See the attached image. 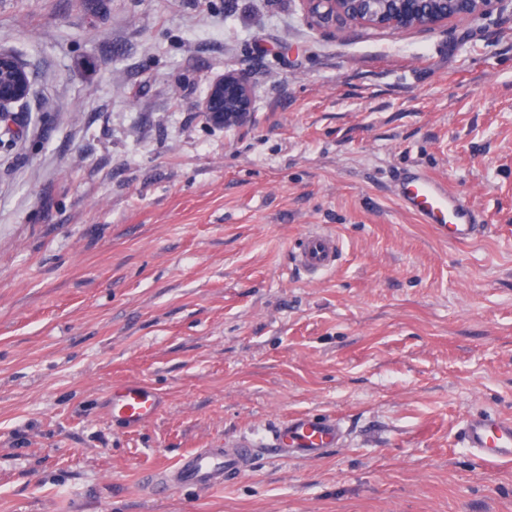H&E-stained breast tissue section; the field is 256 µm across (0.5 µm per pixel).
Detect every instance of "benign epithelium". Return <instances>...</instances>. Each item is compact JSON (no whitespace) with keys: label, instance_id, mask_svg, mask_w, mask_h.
<instances>
[{"label":"benign epithelium","instance_id":"benign-epithelium-1","mask_svg":"<svg viewBox=\"0 0 512 512\" xmlns=\"http://www.w3.org/2000/svg\"><path fill=\"white\" fill-rule=\"evenodd\" d=\"M314 25L330 29L356 23L374 28L405 31L430 30L445 22L474 19L495 10L512 8V0H302ZM24 65L11 53L0 52V86L13 81ZM33 93L28 82L27 95L6 97L0 93V122H10L13 112L23 106ZM199 109L215 125L230 120L242 127L252 120V88L248 78L227 70L210 83Z\"/></svg>","mask_w":512,"mask_h":512}]
</instances>
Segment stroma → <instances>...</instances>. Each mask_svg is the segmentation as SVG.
Wrapping results in <instances>:
<instances>
[{
  "label": "stroma",
  "instance_id": "35a3bbf8",
  "mask_svg": "<svg viewBox=\"0 0 512 512\" xmlns=\"http://www.w3.org/2000/svg\"><path fill=\"white\" fill-rule=\"evenodd\" d=\"M0 50L35 89L0 131V512H512V465L460 443L512 413L511 11L320 31L302 0H0ZM227 70L244 127L197 109ZM408 168L484 237L404 209ZM313 228L342 247L315 277ZM128 379L164 400L134 430L104 409ZM301 411L345 445L148 492ZM398 200L421 218L424 224L448 241L466 245L478 238L483 226L479 214L462 196L448 191V185L418 170L399 176ZM340 253L339 239L334 233L314 228L304 235L295 253V264L309 274L319 275L336 265Z\"/></svg>",
  "mask_w": 512,
  "mask_h": 512
}]
</instances>
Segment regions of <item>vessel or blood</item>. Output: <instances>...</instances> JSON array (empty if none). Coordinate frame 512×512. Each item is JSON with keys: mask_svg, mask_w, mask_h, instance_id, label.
<instances>
[{"mask_svg": "<svg viewBox=\"0 0 512 512\" xmlns=\"http://www.w3.org/2000/svg\"><path fill=\"white\" fill-rule=\"evenodd\" d=\"M397 197L405 208L452 243L469 244L482 229L478 213L464 197L423 172L402 173ZM339 258L337 236L314 228L305 234L295 264L318 275L332 269ZM109 407L114 421L133 429L158 415L161 400L144 384L131 382L112 387ZM264 442L283 456L315 460L329 449L343 446L345 433L335 417L295 414L277 424L266 440L243 437L221 448L196 449L151 479L148 490L151 495L164 496L188 485L204 490L228 485L250 467ZM461 442L484 464H512V415L485 413L468 418Z\"/></svg>", "mask_w": 512, "mask_h": 512, "instance_id": "vessel-or-blood-1", "label": "vessel or blood"}]
</instances>
